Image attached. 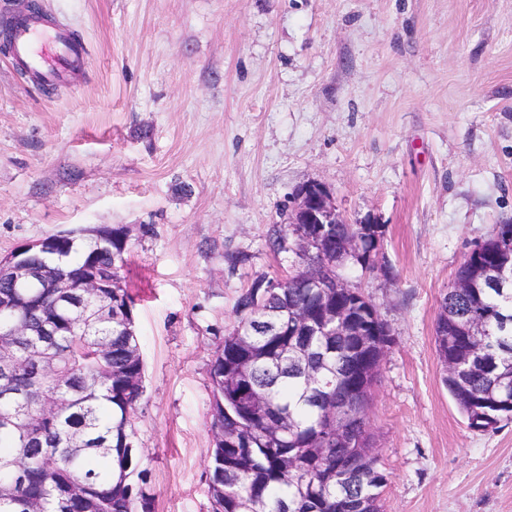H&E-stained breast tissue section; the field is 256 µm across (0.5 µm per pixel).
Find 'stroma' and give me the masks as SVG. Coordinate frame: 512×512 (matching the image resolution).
<instances>
[{
    "instance_id": "35a3bbf8",
    "label": "stroma",
    "mask_w": 512,
    "mask_h": 512,
    "mask_svg": "<svg viewBox=\"0 0 512 512\" xmlns=\"http://www.w3.org/2000/svg\"><path fill=\"white\" fill-rule=\"evenodd\" d=\"M40 2L87 59L48 91L0 53V255L126 227L155 512H212L211 363L239 294L295 264L267 239L309 182L385 230V271H344L394 334L368 411L382 512H512V420L469 428L434 332L512 221V0Z\"/></svg>"
}]
</instances>
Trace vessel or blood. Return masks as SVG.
I'll use <instances>...</instances> for the list:
<instances>
[{"label": "vessel or blood", "mask_w": 512, "mask_h": 512, "mask_svg": "<svg viewBox=\"0 0 512 512\" xmlns=\"http://www.w3.org/2000/svg\"><path fill=\"white\" fill-rule=\"evenodd\" d=\"M82 52L66 27H47L37 17L21 19L14 27L11 45L14 59L43 83L63 82Z\"/></svg>", "instance_id": "b4317fda"}]
</instances>
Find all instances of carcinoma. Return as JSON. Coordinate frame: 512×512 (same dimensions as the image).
Wrapping results in <instances>:
<instances>
[{
  "instance_id": "obj_1",
  "label": "carcinoma",
  "mask_w": 512,
  "mask_h": 512,
  "mask_svg": "<svg viewBox=\"0 0 512 512\" xmlns=\"http://www.w3.org/2000/svg\"><path fill=\"white\" fill-rule=\"evenodd\" d=\"M110 231L109 248L77 235L39 262L59 261L74 283L94 268L111 269L119 282L128 232ZM294 231L273 225L269 248L287 250ZM356 234L359 256L351 257L343 245ZM373 244L358 224H329L318 252L297 257L334 274L361 266ZM504 263L512 266V222L496 225L478 257L457 269L471 287L450 290L439 302L435 343L443 363L474 349L498 358L491 369L477 359L444 378L470 427L512 414V287L488 285ZM274 280L281 287H260L268 282L262 277L239 295L236 320L211 364L212 512H381L387 477L366 453L374 434L358 422L356 387L380 376L378 341L360 332L383 323L354 288H311L286 275ZM104 295L106 315L91 300L86 320L75 324L62 289L0 283V341L27 321L49 322L57 331L49 350L55 370L35 382L19 352L14 381L31 398L0 401V415L27 418L40 435L39 446L24 452L17 431L0 426V485L12 488L0 496V512H154L149 470L135 446L144 363L127 325L134 296L126 288ZM75 481L84 484V496L67 495Z\"/></svg>"
}]
</instances>
